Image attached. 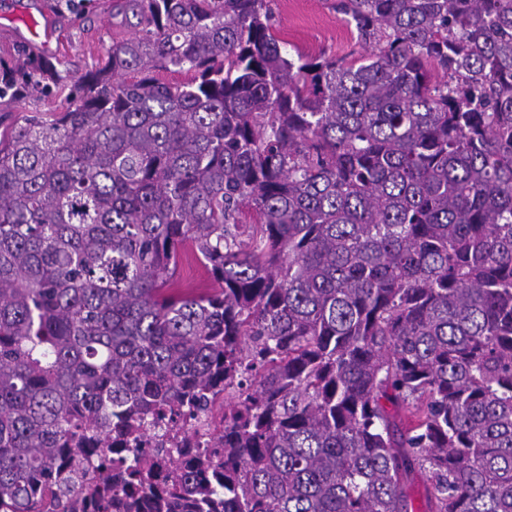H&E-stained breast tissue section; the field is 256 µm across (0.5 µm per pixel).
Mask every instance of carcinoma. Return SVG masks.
Here are the masks:
<instances>
[{"mask_svg":"<svg viewBox=\"0 0 512 512\" xmlns=\"http://www.w3.org/2000/svg\"><path fill=\"white\" fill-rule=\"evenodd\" d=\"M60 112L0 119V512H512V0H112ZM192 74L161 82L159 70ZM0 58V103L62 86ZM214 287H174L181 253ZM237 389L209 457L112 436ZM336 0H272L270 3L278 36L290 55L324 52L336 59L354 62L364 53Z\"/></svg>","mask_w":512,"mask_h":512,"instance_id":"cac0c4a2","label":"carcinoma"}]
</instances>
